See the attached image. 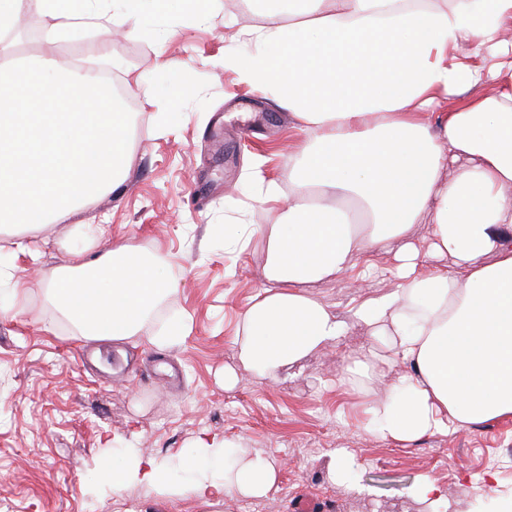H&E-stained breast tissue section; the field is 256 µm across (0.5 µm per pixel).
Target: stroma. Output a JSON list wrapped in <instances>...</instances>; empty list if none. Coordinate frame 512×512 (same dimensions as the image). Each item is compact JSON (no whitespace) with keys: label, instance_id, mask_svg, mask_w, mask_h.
Instances as JSON below:
<instances>
[{"label":"stroma","instance_id":"stroma-1","mask_svg":"<svg viewBox=\"0 0 512 512\" xmlns=\"http://www.w3.org/2000/svg\"><path fill=\"white\" fill-rule=\"evenodd\" d=\"M251 0H206L198 17L173 4L152 14L135 36L87 30L61 43L65 62H111L112 77L142 76L132 92L130 166L123 186L89 203L78 221L13 238L0 235V300L32 267L70 264L83 246L76 223L101 224L105 238L165 257L179 289L162 318L183 316L185 340L159 350L143 342L83 339L34 287L0 318V512H424L410 489L421 478L448 491L457 512H497V490L512 486V418L464 425L398 445L375 440L365 410L389 391L406 364H371L376 342L354 312L404 286L390 251L358 253L338 278L312 292L347 324L338 342L280 371L271 382L241 373L224 390L216 372L235 366L233 336L261 294L265 242L224 245L228 224H273L278 204L260 201L268 184L291 186L292 123L271 95L242 83L224 64L225 41L265 22ZM244 439L279 463L265 497H148L137 487L103 500L93 473L102 451L144 448L161 457L202 434ZM349 452L359 490L331 482L332 452ZM497 484H486L487 459Z\"/></svg>","mask_w":512,"mask_h":512}]
</instances>
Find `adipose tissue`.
<instances>
[{
    "instance_id": "ef3b65f1",
    "label": "adipose tissue",
    "mask_w": 512,
    "mask_h": 512,
    "mask_svg": "<svg viewBox=\"0 0 512 512\" xmlns=\"http://www.w3.org/2000/svg\"><path fill=\"white\" fill-rule=\"evenodd\" d=\"M163 0H38L54 24L28 62L0 52V223L29 231L73 216L114 189L130 162L127 122L111 83L63 62L72 33L120 34ZM288 20L235 38L224 63L256 90L274 88L301 139L277 223L228 224L224 244L266 238L264 293L234 345L245 370L279 371L334 344L345 324L310 285L340 276L362 250L394 249L401 291L355 311L409 364L367 410L381 441L408 443L512 417V0H266ZM449 111L430 117L441 95ZM428 227L434 270L421 272L414 227ZM33 277L88 340L126 341L177 289L152 253L112 242ZM176 322L142 337L184 339ZM113 493L135 486L205 505L265 496L277 470L239 442L201 435L158 458L138 448L100 456Z\"/></svg>"
}]
</instances>
